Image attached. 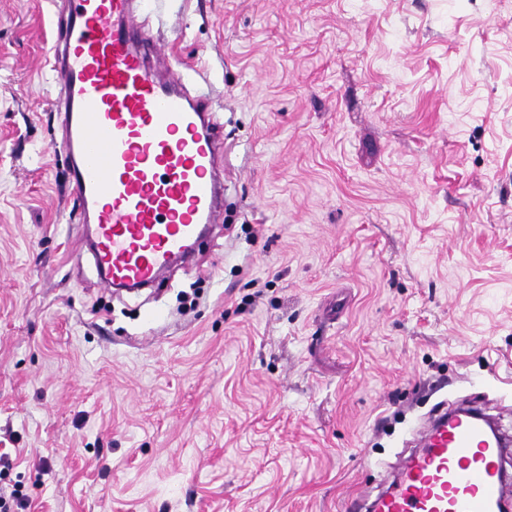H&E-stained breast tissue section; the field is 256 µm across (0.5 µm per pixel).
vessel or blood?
<instances>
[{
	"label": "vessel or blood",
	"mask_w": 512,
	"mask_h": 512,
	"mask_svg": "<svg viewBox=\"0 0 512 512\" xmlns=\"http://www.w3.org/2000/svg\"><path fill=\"white\" fill-rule=\"evenodd\" d=\"M47 64L58 143L104 288L161 281L223 221L222 126L213 99L158 66L144 0H51ZM371 512H512V448L481 420L440 414Z\"/></svg>",
	"instance_id": "vessel-or-blood-1"
}]
</instances>
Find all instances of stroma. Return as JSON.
Returning <instances> with one entry per match:
<instances>
[{"label": "stroma", "instance_id": "stroma-1", "mask_svg": "<svg viewBox=\"0 0 512 512\" xmlns=\"http://www.w3.org/2000/svg\"><path fill=\"white\" fill-rule=\"evenodd\" d=\"M224 222L134 293L70 256L48 0H0V453L24 512H342L442 408L512 439V0H150Z\"/></svg>", "mask_w": 512, "mask_h": 512}]
</instances>
